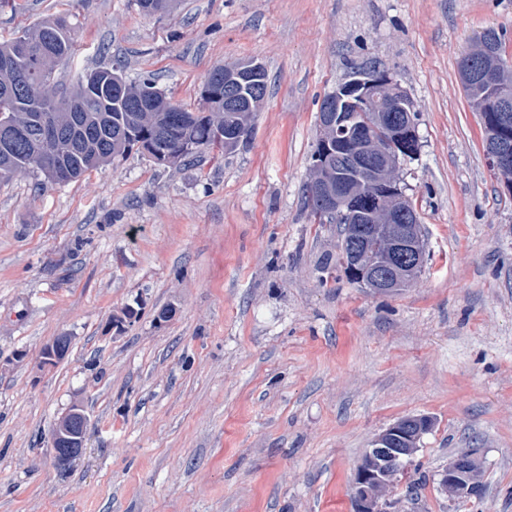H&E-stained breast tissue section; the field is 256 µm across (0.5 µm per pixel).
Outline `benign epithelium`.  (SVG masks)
Instances as JSON below:
<instances>
[{
    "instance_id": "benign-epithelium-1",
    "label": "benign epithelium",
    "mask_w": 512,
    "mask_h": 512,
    "mask_svg": "<svg viewBox=\"0 0 512 512\" xmlns=\"http://www.w3.org/2000/svg\"><path fill=\"white\" fill-rule=\"evenodd\" d=\"M467 78L479 80L487 91L475 99L488 133L489 164L512 191V70L497 59L488 41L464 56ZM208 84L224 92L227 112H255L262 97L263 66L246 61L211 73ZM321 161L313 167L308 197L313 208L345 219L340 261L350 278L373 293H392L420 271L425 253L418 216L404 204L395 188L402 158L419 150L410 98L390 77L361 70L324 98L320 108ZM38 165L52 163L51 172L65 176L49 149L36 146ZM61 336L42 351L50 366L66 352ZM431 426L426 416L402 418L380 433L358 466L354 479L355 512H385L380 496L399 474L404 460L417 451ZM88 420L74 407L55 424L51 444L54 462L66 467L85 448ZM441 484L451 495H468L478 488V469L470 456L448 463Z\"/></svg>"
}]
</instances>
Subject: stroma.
<instances>
[{
  "label": "stroma",
  "mask_w": 512,
  "mask_h": 512,
  "mask_svg": "<svg viewBox=\"0 0 512 512\" xmlns=\"http://www.w3.org/2000/svg\"><path fill=\"white\" fill-rule=\"evenodd\" d=\"M61 13L56 95L112 65L201 112L210 71L251 58L268 88L224 156L0 181V512H354L358 464L406 416L431 427L387 512H512V192L458 74L489 28L512 57V0H0V38ZM372 66L420 143L398 183L425 264L387 295L350 281L304 197L323 97ZM75 405L86 449L60 469ZM464 454L481 491L448 496ZM87 428V417L78 407L72 408L55 424L51 444L56 466L66 467L82 455Z\"/></svg>",
  "instance_id": "obj_1"
}]
</instances>
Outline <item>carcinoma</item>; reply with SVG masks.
Instances as JSON below:
<instances>
[{"label":"carcinoma","mask_w":512,"mask_h":512,"mask_svg":"<svg viewBox=\"0 0 512 512\" xmlns=\"http://www.w3.org/2000/svg\"><path fill=\"white\" fill-rule=\"evenodd\" d=\"M76 47L72 28L64 17L43 21L22 31L16 38L0 42V60L12 59L16 68L0 76V131L14 130L8 145L0 140V165L9 163L12 173L43 171L32 161L33 144L39 139L41 118L70 123L68 135L53 149L66 158L68 177L73 181L138 146L156 163L178 164L201 150L224 152L217 133L228 119L234 124L249 118L224 111V95L204 86L205 112H189L170 102L149 78L139 86H129L123 96H112L94 81L97 68L79 79L72 92L62 98L50 93L57 64L71 56ZM154 110L158 129L148 126L140 112Z\"/></svg>","instance_id":"1"}]
</instances>
